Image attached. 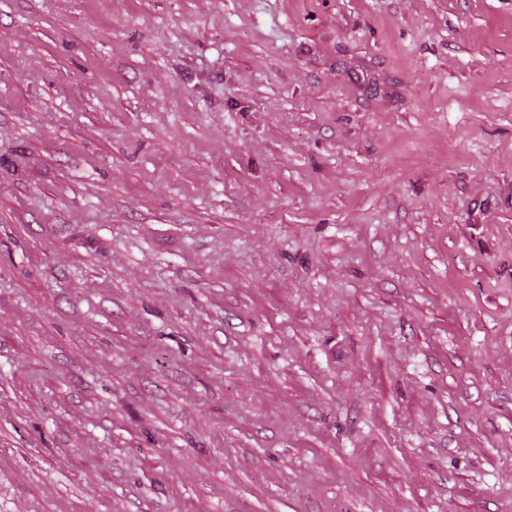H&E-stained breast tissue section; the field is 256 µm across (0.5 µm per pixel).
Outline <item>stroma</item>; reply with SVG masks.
Returning <instances> with one entry per match:
<instances>
[{
	"label": "stroma",
	"mask_w": 512,
	"mask_h": 512,
	"mask_svg": "<svg viewBox=\"0 0 512 512\" xmlns=\"http://www.w3.org/2000/svg\"><path fill=\"white\" fill-rule=\"evenodd\" d=\"M0 512H512V0H0Z\"/></svg>",
	"instance_id": "obj_1"
}]
</instances>
